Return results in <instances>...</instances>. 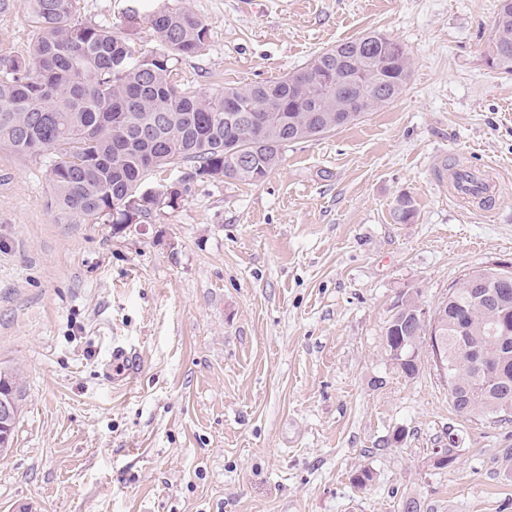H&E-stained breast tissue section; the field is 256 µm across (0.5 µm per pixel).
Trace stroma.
I'll return each mask as SVG.
<instances>
[{"label":"stroma","instance_id":"stroma-1","mask_svg":"<svg viewBox=\"0 0 512 512\" xmlns=\"http://www.w3.org/2000/svg\"><path fill=\"white\" fill-rule=\"evenodd\" d=\"M496 4L78 0L80 20L142 56L159 49L148 14L198 18L207 42L172 79L203 95L374 31L405 47L411 76L361 122L288 146L263 182L148 172L144 188L189 190L139 224L56 223L52 154L0 149V369L23 384L0 512H398L409 497L419 512H512V422L456 413L429 353L409 379L384 346L402 294L432 309L472 269L512 261ZM31 37L27 0H10L0 58ZM452 161L494 173L492 212L449 196ZM116 342L140 361L126 385L104 376ZM448 446L455 463L434 467Z\"/></svg>","mask_w":512,"mask_h":512}]
</instances>
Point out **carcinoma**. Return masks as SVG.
<instances>
[{"label":"carcinoma","instance_id":"carcinoma-1","mask_svg":"<svg viewBox=\"0 0 512 512\" xmlns=\"http://www.w3.org/2000/svg\"><path fill=\"white\" fill-rule=\"evenodd\" d=\"M34 34L27 57L0 62V149L18 157L52 152L50 181L62 224H127L125 204L140 224L186 188L146 191L147 172L191 163L190 177L263 181L291 144L363 119L405 89L411 58L397 40L368 33L324 50L307 66L270 84L226 88L207 96L170 80L172 61L200 51L206 26L181 10L147 18L158 52L140 57L112 28L77 16V0H29ZM489 64L512 72V0H498ZM361 74L372 94L355 112H339L336 86ZM449 290L437 335L464 415L503 420V388L512 392V304L490 295L498 285L485 268ZM416 300L397 301L385 328L390 351L401 346L402 372L419 373L427 331L413 316ZM0 383L20 400L13 371Z\"/></svg>","mask_w":512,"mask_h":512}]
</instances>
